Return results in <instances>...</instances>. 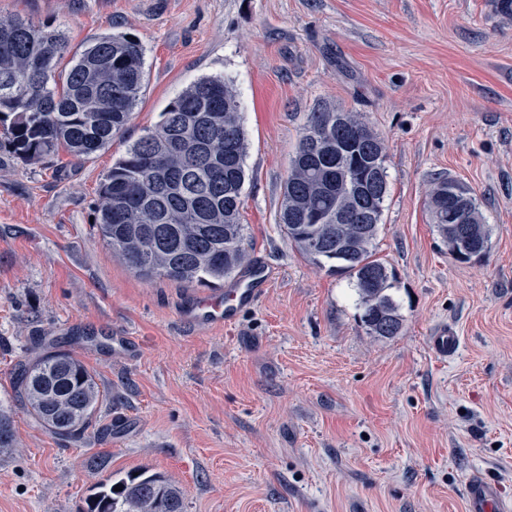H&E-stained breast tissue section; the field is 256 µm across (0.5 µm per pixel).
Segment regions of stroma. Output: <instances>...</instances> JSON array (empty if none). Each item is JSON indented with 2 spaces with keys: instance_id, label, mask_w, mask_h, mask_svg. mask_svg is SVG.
Here are the masks:
<instances>
[{
  "instance_id": "1",
  "label": "stroma",
  "mask_w": 512,
  "mask_h": 512,
  "mask_svg": "<svg viewBox=\"0 0 512 512\" xmlns=\"http://www.w3.org/2000/svg\"><path fill=\"white\" fill-rule=\"evenodd\" d=\"M70 49L136 36L146 91L126 132L54 164L0 151V398L21 361L67 350L108 395L81 440L16 406L0 512H83L100 475L146 467L185 512H467L480 474L512 500V13L498 0H0ZM237 91L248 140L241 222L266 292L231 327L183 319L202 290L146 280L97 236L113 161L202 76ZM357 112L384 138L375 241L403 331L367 334L348 279L277 222L310 112ZM450 175L491 227L479 263L448 254L426 208ZM452 325L457 356L435 358ZM141 337L137 359L106 339ZM428 345L435 356L447 359L457 349L458 336L452 327L443 326L429 336Z\"/></svg>"
}]
</instances>
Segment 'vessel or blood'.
Instances as JSON below:
<instances>
[{
  "label": "vessel or blood",
  "instance_id": "b4317fda",
  "mask_svg": "<svg viewBox=\"0 0 512 512\" xmlns=\"http://www.w3.org/2000/svg\"><path fill=\"white\" fill-rule=\"evenodd\" d=\"M267 279L268 274L264 268H254L224 292L195 298L186 307L184 316L199 326L233 325L241 312L263 294ZM428 345L435 356L445 359L455 353L458 337L452 327L443 326L429 336ZM466 494L469 512H500L502 508L498 487L488 479L478 476L470 479Z\"/></svg>",
  "mask_w": 512,
  "mask_h": 512
}]
</instances>
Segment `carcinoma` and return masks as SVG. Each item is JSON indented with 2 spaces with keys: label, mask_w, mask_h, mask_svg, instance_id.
Returning <instances> with one entry per match:
<instances>
[{
  "label": "carcinoma",
  "mask_w": 512,
  "mask_h": 512,
  "mask_svg": "<svg viewBox=\"0 0 512 512\" xmlns=\"http://www.w3.org/2000/svg\"><path fill=\"white\" fill-rule=\"evenodd\" d=\"M146 88L144 49L129 33L101 35L72 53L57 27L0 19V149L22 160L108 147ZM247 149L236 90L222 77L199 78L112 163L99 191V236L144 278L210 287L240 276L250 267L241 224ZM385 159L384 139L356 113L312 112L279 211L290 246L353 280L361 322L382 338L403 328L388 294L394 272L373 253L388 196ZM427 210L456 261L488 254L491 228L468 186L435 178ZM14 388L13 401L0 399L1 454L13 448L14 404L70 439L106 398L80 360L54 348L19 363ZM83 512H184V500L171 480L144 467L109 473Z\"/></svg>",
  "instance_id": "obj_1"
}]
</instances>
